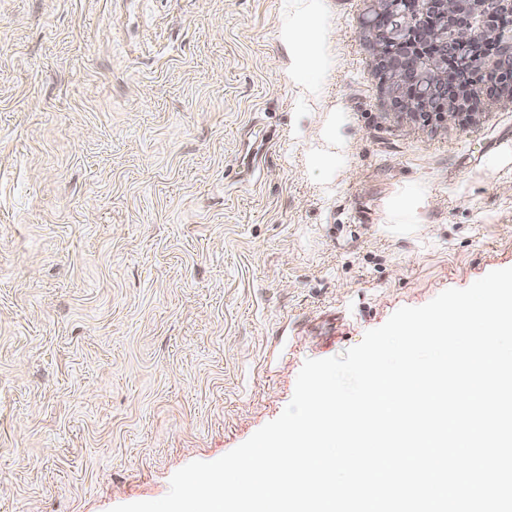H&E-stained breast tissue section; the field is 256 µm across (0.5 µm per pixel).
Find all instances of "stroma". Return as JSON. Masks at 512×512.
I'll list each match as a JSON object with an SVG mask.
<instances>
[{
	"label": "stroma",
	"instance_id": "stroma-1",
	"mask_svg": "<svg viewBox=\"0 0 512 512\" xmlns=\"http://www.w3.org/2000/svg\"><path fill=\"white\" fill-rule=\"evenodd\" d=\"M0 0V512L157 500L308 359L512 268V100L413 116L371 0ZM320 0H306L301 17L283 24L279 39L295 57L299 68H305L313 61L310 49L319 36Z\"/></svg>",
	"mask_w": 512,
	"mask_h": 512
}]
</instances>
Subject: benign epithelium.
I'll list each match as a JSON object with an SVG mask.
<instances>
[{
    "label": "benign epithelium",
    "instance_id": "benign-epithelium-1",
    "mask_svg": "<svg viewBox=\"0 0 512 512\" xmlns=\"http://www.w3.org/2000/svg\"><path fill=\"white\" fill-rule=\"evenodd\" d=\"M429 15L437 19L430 31ZM511 18L512 0H421L418 12L376 0L361 27L391 102L414 116L455 121L484 99H512Z\"/></svg>",
    "mask_w": 512,
    "mask_h": 512
}]
</instances>
